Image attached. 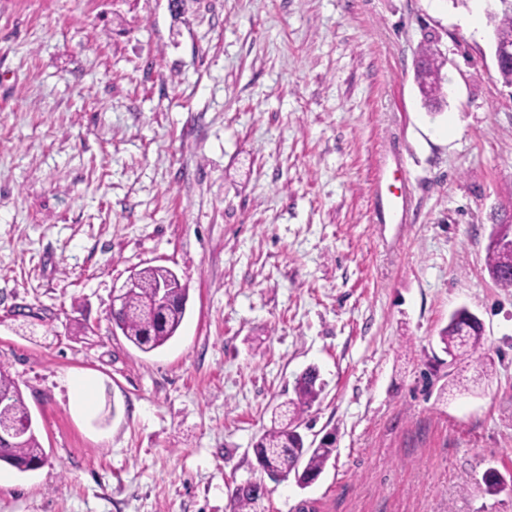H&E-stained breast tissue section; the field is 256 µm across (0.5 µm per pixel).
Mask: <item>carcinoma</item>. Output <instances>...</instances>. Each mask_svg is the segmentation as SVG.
Instances as JSON below:
<instances>
[{"mask_svg": "<svg viewBox=\"0 0 512 512\" xmlns=\"http://www.w3.org/2000/svg\"><path fill=\"white\" fill-rule=\"evenodd\" d=\"M494 26V42L512 43V0L488 14ZM443 62L430 47L419 51L418 79L424 103L437 107L444 99L440 71ZM491 279L502 288H512V258L500 253L494 243H489L485 259ZM170 269L163 266L146 267L137 272L138 285L129 289L124 302L111 312L112 321L126 340L143 353L164 346L179 329L186 312L188 288L177 289L178 298L161 309L157 307L146 286L168 280ZM483 327L470 319L467 309L451 314L448 325L440 331L443 351L451 362L468 365L482 359H473L481 348ZM323 390L319 371L309 367L296 377L294 397L279 405L271 417L270 427L254 446L257 460L272 479L282 481L294 476L302 487L310 485L324 471L329 461L336 456L334 441L323 440L318 446L306 444L299 431L300 420L305 412L319 399ZM29 414L22 391L14 379L0 369V424L6 426ZM46 458L35 428L16 442L0 443V462L22 470L36 461ZM260 497L259 487L247 485L235 492V512H250Z\"/></svg>", "mask_w": 512, "mask_h": 512, "instance_id": "1", "label": "carcinoma"}]
</instances>
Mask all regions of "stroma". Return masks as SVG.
<instances>
[{
	"instance_id": "obj_1",
	"label": "stroma",
	"mask_w": 512,
	"mask_h": 512,
	"mask_svg": "<svg viewBox=\"0 0 512 512\" xmlns=\"http://www.w3.org/2000/svg\"><path fill=\"white\" fill-rule=\"evenodd\" d=\"M452 0H0V367L46 451L0 512H512V86ZM445 60L424 106L418 52ZM455 123L452 137L440 136ZM406 199L376 220L377 184ZM147 266L189 290L165 346L111 319ZM467 307L490 373L449 368ZM336 456L307 487L253 448L294 379ZM96 374L70 409L68 375ZM497 469L507 488L488 492ZM486 268L491 279L501 288H512V262L494 247L491 239L487 247ZM71 393V410L83 417L93 412L94 397L100 387L99 378L90 373H75L68 376Z\"/></svg>"
}]
</instances>
